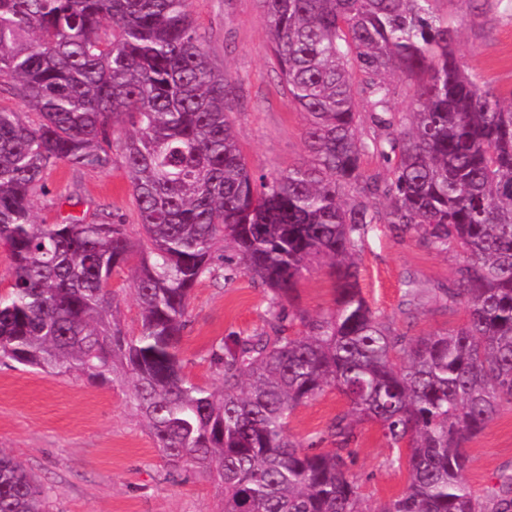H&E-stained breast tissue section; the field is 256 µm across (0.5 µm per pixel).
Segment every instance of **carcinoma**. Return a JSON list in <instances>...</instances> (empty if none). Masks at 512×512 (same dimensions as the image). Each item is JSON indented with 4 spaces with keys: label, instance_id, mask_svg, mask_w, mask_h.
Instances as JSON below:
<instances>
[{
    "label": "carcinoma",
    "instance_id": "1",
    "mask_svg": "<svg viewBox=\"0 0 512 512\" xmlns=\"http://www.w3.org/2000/svg\"><path fill=\"white\" fill-rule=\"evenodd\" d=\"M435 2L260 0L311 157L265 173L239 146L229 82L188 0H0V83L39 115L0 106V243L14 262L0 360L127 377L168 465L224 486L222 512H364L351 415L407 448L409 484L381 512H512V474L487 503L463 479L466 443L512 404V100L461 65L460 31ZM398 72L421 74L405 113L393 102ZM116 152L140 244L109 214L37 223L38 200L57 205L49 169L105 170ZM366 156L387 176L365 173ZM376 224L463 256L446 290L466 305L463 324L408 337L370 306L354 255ZM222 243L266 288L270 318L212 350V390L186 378L178 345L193 288L226 261ZM136 251L141 326L128 336L105 284ZM324 263L336 306L307 316L293 308L297 286ZM296 321L306 334L289 333ZM328 388L351 413L329 426L334 447L315 452L288 419ZM47 499L0 452V512H48Z\"/></svg>",
    "mask_w": 512,
    "mask_h": 512
}]
</instances>
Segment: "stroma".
<instances>
[{
	"instance_id": "obj_1",
	"label": "stroma",
	"mask_w": 512,
	"mask_h": 512,
	"mask_svg": "<svg viewBox=\"0 0 512 512\" xmlns=\"http://www.w3.org/2000/svg\"><path fill=\"white\" fill-rule=\"evenodd\" d=\"M210 57L233 89L238 143L255 170L285 172L307 162L306 118L288 99L268 49L259 0H190ZM441 18L459 26V59L480 86L512 96V11L499 0H437ZM51 196L74 197L82 210H102L122 222L132 241L141 229L128 175L121 162L110 169L79 170L61 164L47 172ZM359 284L368 303L396 332L424 336L466 319L463 303L443 294L456 278L459 256L428 249L388 224L376 225L357 256ZM134 264L113 273L111 289L127 335H137L141 315L134 292ZM417 295H408V287ZM328 267L298 284L297 306L309 315L330 311L336 293ZM268 293L246 270L217 269L194 288L181 340L184 373L215 387L210 352L225 336L248 335L267 324ZM349 410L347 398L327 389L300 405L288 429L303 443L318 439L332 420ZM350 474L364 512H380L409 482L396 466L380 427L355 425ZM0 451L13 456L49 491L50 512H220L221 487L192 468L170 474L164 456L143 426L120 380L44 372L0 362ZM464 473L471 491L488 499L502 474L512 473V404L468 444Z\"/></svg>"
}]
</instances>
